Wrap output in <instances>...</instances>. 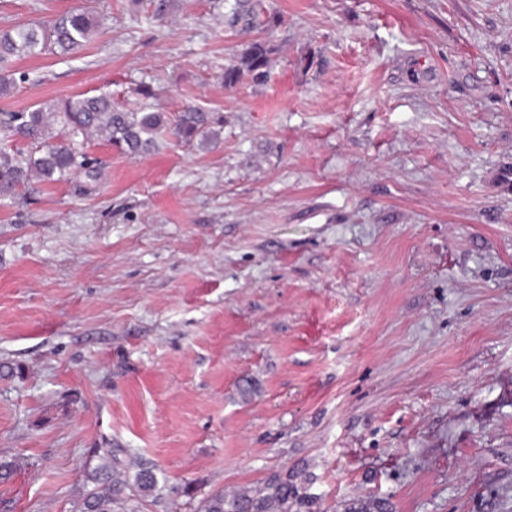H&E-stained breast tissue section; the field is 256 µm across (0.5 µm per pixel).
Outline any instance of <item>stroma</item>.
I'll list each match as a JSON object with an SVG mask.
<instances>
[{
    "label": "stroma",
    "instance_id": "obj_1",
    "mask_svg": "<svg viewBox=\"0 0 512 512\" xmlns=\"http://www.w3.org/2000/svg\"><path fill=\"white\" fill-rule=\"evenodd\" d=\"M268 77L213 0H96L0 112L144 82L202 144L0 202V512H79L99 449L138 512L286 472L328 512H512V0H266ZM85 0H0V29ZM270 48L266 41L257 39L250 42L237 61L226 67L221 76L224 87H234L244 76L251 75L253 80L263 81L267 77Z\"/></svg>",
    "mask_w": 512,
    "mask_h": 512
}]
</instances>
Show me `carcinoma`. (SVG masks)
Masks as SVG:
<instances>
[{
    "label": "carcinoma",
    "mask_w": 512,
    "mask_h": 512,
    "mask_svg": "<svg viewBox=\"0 0 512 512\" xmlns=\"http://www.w3.org/2000/svg\"><path fill=\"white\" fill-rule=\"evenodd\" d=\"M274 23L265 0H224V26L241 31L269 30ZM98 29L93 11L78 9L50 23L32 22L0 30V95L15 89L13 60L47 53L65 55L90 42ZM270 48L266 41L250 42L238 60L224 67L221 80L234 87L243 77H267ZM136 107L121 108L112 92L99 90L36 103L21 112L0 113V134L16 146H0V201L15 200L32 182L54 183L66 176L98 181L101 162L84 151L92 136L118 152L138 156L154 150L168 128L186 144L205 141L212 133L203 112L187 109L170 119L153 109L154 89L133 88ZM101 463L91 474L94 487L86 494L81 512H135V494L160 495L156 473L140 467L129 474L132 463H123L105 448ZM310 496L279 473L261 485L226 492L215 491L204 499L199 512H321L312 509Z\"/></svg>",
    "instance_id": "cac0c4a2"
}]
</instances>
